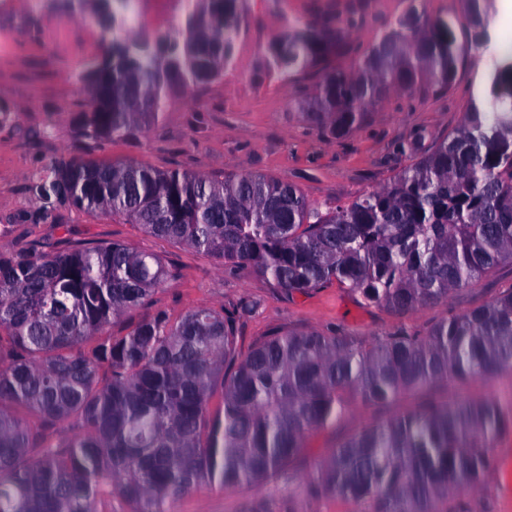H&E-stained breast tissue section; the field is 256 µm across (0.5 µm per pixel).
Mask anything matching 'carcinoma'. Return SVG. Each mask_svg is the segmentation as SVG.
Wrapping results in <instances>:
<instances>
[{
	"instance_id": "cac0c4a2",
	"label": "carcinoma",
	"mask_w": 512,
	"mask_h": 512,
	"mask_svg": "<svg viewBox=\"0 0 512 512\" xmlns=\"http://www.w3.org/2000/svg\"><path fill=\"white\" fill-rule=\"evenodd\" d=\"M190 2L151 34L136 31L137 0H116L121 23L77 75L88 109L71 138L85 157L33 179L35 222L60 208L118 217L247 266L290 298L335 283L395 314L445 302L512 263V55L492 56L463 123L430 153L326 213L261 174L216 179L93 158L158 120L169 96L223 78L241 32L238 0ZM412 12L365 53L349 41L363 23L355 6L344 18H293L265 69L285 81L315 76L302 116L323 134H350L393 91L449 88L489 43L491 0H467L460 23L419 3ZM341 55L349 66L332 65ZM170 276L161 257L120 242L0 251V512H112L114 493L132 512H166L200 485L265 482L295 467L349 395L375 409L422 399L340 440L312 478L316 493L369 500L373 512H459L449 507L459 488L489 477L512 402L431 389L512 369V288L424 334L402 324L370 338L278 331L244 356L236 315L222 308L157 313L101 335Z\"/></svg>"
}]
</instances>
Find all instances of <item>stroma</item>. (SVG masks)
I'll return each instance as SVG.
<instances>
[{
  "mask_svg": "<svg viewBox=\"0 0 512 512\" xmlns=\"http://www.w3.org/2000/svg\"><path fill=\"white\" fill-rule=\"evenodd\" d=\"M316 3H331L341 11L346 0H246L242 34L223 78L173 96L157 123L136 138L107 144L101 158L218 178L227 173L272 176L296 185L310 204L324 209L379 189L407 168L412 159L400 152L401 143L417 142L424 154L457 129L489 54L512 49L504 19L496 17L487 49L460 65L450 90L437 92L421 84L389 94L369 108L362 127L336 138L312 129L298 114L300 103L313 93L312 77L289 84L267 78L263 69L274 34L290 18L308 15ZM406 6L407 0H368L370 17L352 31V39L361 48L370 47ZM2 33L11 42L0 53V109L7 112L0 119V250L20 251L36 244L50 252L90 239L119 241L161 256L174 270L148 303L112 324L111 333L126 332L132 323L159 312L175 319L191 309H230L244 303L253 309L238 326L243 351L274 330H337L368 338L401 323L422 332L448 311L482 306L512 288V265L506 263L447 302L398 317L363 306L335 285L288 298L249 267L177 246L119 219L60 209L50 222L30 223L39 202L28 178L55 159L75 155L70 131L86 109V97L74 76L99 53L103 33L97 23L70 12L62 0H0ZM447 392L452 398L505 400L512 396V371L452 382ZM384 416V411L350 401L335 424L309 437L294 469L259 485H203L169 502L167 510L372 512L367 501L312 493L308 478L336 443ZM456 499L467 512H512V429L495 442L489 477L479 486H462Z\"/></svg>",
  "mask_w": 512,
  "mask_h": 512,
  "instance_id": "obj_1",
  "label": "stroma"
}]
</instances>
